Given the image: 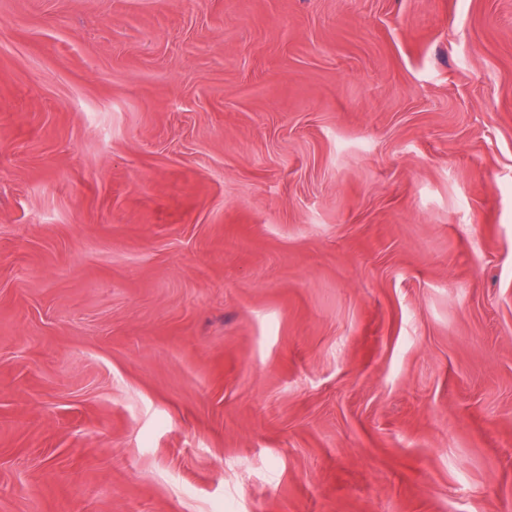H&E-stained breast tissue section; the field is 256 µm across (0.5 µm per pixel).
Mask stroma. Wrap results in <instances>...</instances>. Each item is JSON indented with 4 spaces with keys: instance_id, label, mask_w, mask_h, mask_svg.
Masks as SVG:
<instances>
[{
    "instance_id": "stroma-1",
    "label": "stroma",
    "mask_w": 512,
    "mask_h": 512,
    "mask_svg": "<svg viewBox=\"0 0 512 512\" xmlns=\"http://www.w3.org/2000/svg\"><path fill=\"white\" fill-rule=\"evenodd\" d=\"M0 512H512V0H0Z\"/></svg>"
}]
</instances>
